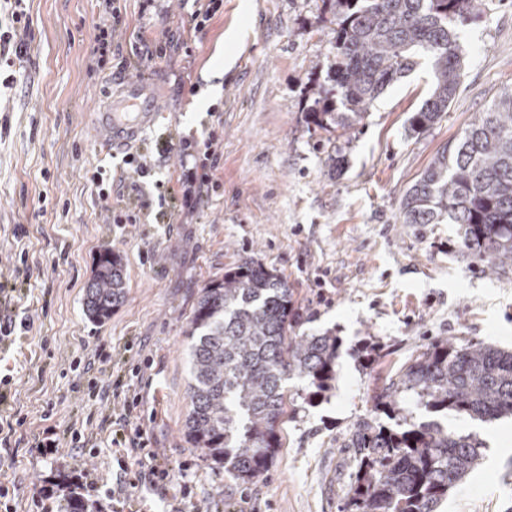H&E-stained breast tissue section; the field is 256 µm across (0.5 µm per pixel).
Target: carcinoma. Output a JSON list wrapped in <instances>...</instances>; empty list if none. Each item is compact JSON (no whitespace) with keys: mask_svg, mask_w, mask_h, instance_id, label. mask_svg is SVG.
I'll return each instance as SVG.
<instances>
[{"mask_svg":"<svg viewBox=\"0 0 512 512\" xmlns=\"http://www.w3.org/2000/svg\"><path fill=\"white\" fill-rule=\"evenodd\" d=\"M333 16L329 83L310 89L312 123L354 129L391 84L429 60L434 83L409 118L421 132L448 111L462 76L458 26L483 12V0H326ZM404 224L461 228L462 246L495 268L512 264V88L504 91L431 159L401 199ZM125 298L120 259L106 253L84 289L86 315L102 321ZM293 294L281 276L245 262L200 291L186 336L190 409L186 437L232 477L261 480L279 448L286 413L283 382L322 395L335 380L339 339L295 330ZM487 422L512 416V351L440 338L406 362L357 421V471L343 512H436L475 468L482 443L439 421L415 423L413 409ZM65 512H94L68 485Z\"/></svg>","mask_w":512,"mask_h":512,"instance_id":"obj_1","label":"carcinoma"}]
</instances>
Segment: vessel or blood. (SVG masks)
<instances>
[{"mask_svg": "<svg viewBox=\"0 0 512 512\" xmlns=\"http://www.w3.org/2000/svg\"><path fill=\"white\" fill-rule=\"evenodd\" d=\"M115 106L95 115L92 138L103 150L127 149L140 143L143 133L158 118L154 92L142 78L123 79Z\"/></svg>", "mask_w": 512, "mask_h": 512, "instance_id": "vessel-or-blood-1", "label": "vessel or blood"}]
</instances>
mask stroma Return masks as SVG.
<instances>
[{
  "label": "stroma",
  "instance_id": "obj_1",
  "mask_svg": "<svg viewBox=\"0 0 512 512\" xmlns=\"http://www.w3.org/2000/svg\"><path fill=\"white\" fill-rule=\"evenodd\" d=\"M486 2L460 28L461 83L440 121L409 129L432 89L424 62L342 135L306 118L308 91L334 56L324 0H223L201 31L186 26L192 0H126L130 29L182 24L188 48L143 72L160 114L138 146L154 161L142 178L90 136L127 38L88 71L96 0H27L30 48L17 83L0 91V314L27 323L0 345V377L11 379L0 414L14 424L0 431V512H61L64 478L98 512H340L353 426L411 355L448 336L512 349V267L469 256L458 225L400 220L403 194L437 150L512 87V0ZM211 128L223 137L216 186L190 214L179 144L202 143ZM98 168L100 186L90 180ZM120 214L135 223H114ZM107 251L122 262L126 296L96 322L84 287ZM245 262L287 281L301 332L342 343L330 391L310 399L287 381L281 446L258 482L231 478L185 435V331L201 288ZM365 344L376 348L368 364L353 354ZM133 393L137 419L109 424ZM447 424L481 440L483 459L438 512H512V418L452 414ZM49 425L58 447L38 443ZM138 428L173 469L165 490L120 482L134 455L112 438Z\"/></svg>",
  "mask_w": 512,
  "mask_h": 512
}]
</instances>
